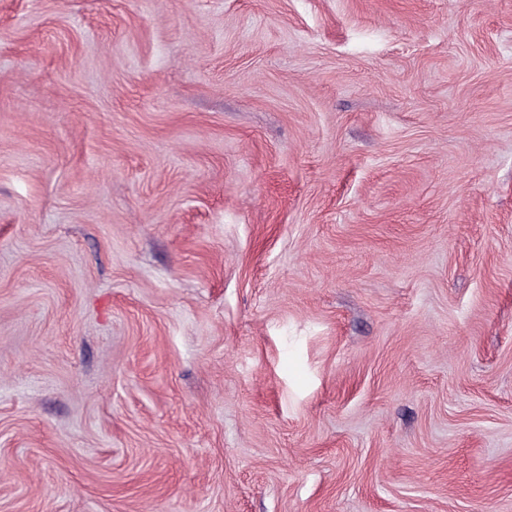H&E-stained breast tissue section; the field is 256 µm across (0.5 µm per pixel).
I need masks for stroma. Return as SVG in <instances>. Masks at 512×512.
<instances>
[{"instance_id": "stroma-1", "label": "stroma", "mask_w": 512, "mask_h": 512, "mask_svg": "<svg viewBox=\"0 0 512 512\" xmlns=\"http://www.w3.org/2000/svg\"><path fill=\"white\" fill-rule=\"evenodd\" d=\"M0 512H512V0H0Z\"/></svg>"}]
</instances>
